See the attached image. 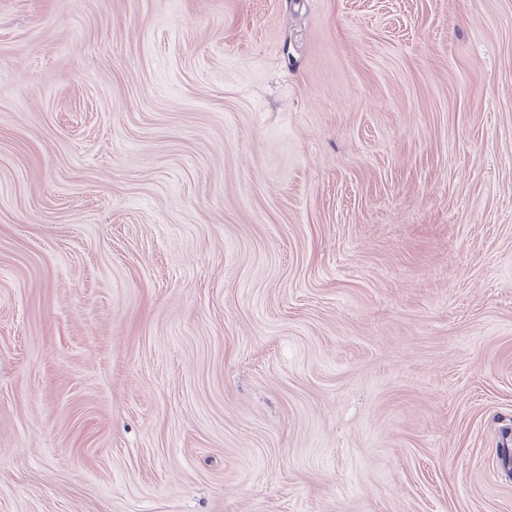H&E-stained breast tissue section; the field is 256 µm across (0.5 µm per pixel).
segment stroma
<instances>
[{"label":"stroma","instance_id":"1","mask_svg":"<svg viewBox=\"0 0 512 512\" xmlns=\"http://www.w3.org/2000/svg\"><path fill=\"white\" fill-rule=\"evenodd\" d=\"M512 0H0V512H512Z\"/></svg>","mask_w":512,"mask_h":512}]
</instances>
